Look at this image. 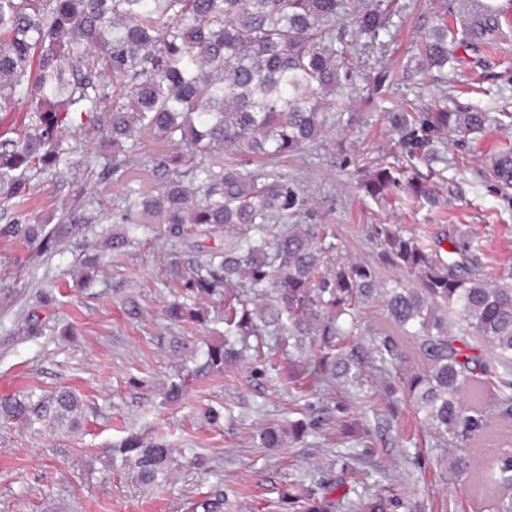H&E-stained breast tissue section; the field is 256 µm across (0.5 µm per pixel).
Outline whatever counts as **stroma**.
Instances as JSON below:
<instances>
[{
	"label": "stroma",
	"mask_w": 512,
	"mask_h": 512,
	"mask_svg": "<svg viewBox=\"0 0 512 512\" xmlns=\"http://www.w3.org/2000/svg\"><path fill=\"white\" fill-rule=\"evenodd\" d=\"M390 2V23L377 44L355 39L350 24L336 27L356 69L325 137L282 166L307 198L299 221L324 225L334 260L345 262L374 260L378 224L431 245L456 237L469 242L479 278L510 284L512 187H501L489 165L512 143V0H483L503 33L496 44L472 40L461 60L440 68L429 65L419 38L443 23L459 30L455 0ZM381 70L390 82L375 96L370 83ZM436 109L479 111L487 122L465 138L436 134L433 157L408 164L392 114ZM375 161L407 175L378 200L361 187ZM418 175L434 201L413 196L408 180ZM84 184L78 168L62 169L45 176L24 207L41 223L58 224ZM6 222L0 214V396L71 387L82 400L85 425L56 436L0 421V512H194L218 496L223 512H292L293 484L314 489L340 478V457L360 452L366 430L374 443L369 480L402 499L401 512H493L497 489L470 498L465 486L440 480L435 462L448 451L434 446L409 404H400L394 424H385L386 400L373 369L365 371L363 391L340 385L328 394L349 408L351 437L328 419L292 448L257 442L264 427L304 414L302 400L282 383L288 365L282 354L274 356L278 370L249 354L224 373L196 380L182 402H165L178 372L195 366L173 352V338L200 346L224 330V306L215 299L206 303V326L166 318L176 288L165 270L194 245L223 247V235L180 243L146 224L115 251L107 241L124 225L90 224L44 252L4 234ZM32 313L42 321L36 336L23 331ZM212 411L218 421L209 419ZM131 432L171 445L173 461L157 484H140L133 465L113 454L112 443Z\"/></svg>",
	"instance_id": "obj_1"
}]
</instances>
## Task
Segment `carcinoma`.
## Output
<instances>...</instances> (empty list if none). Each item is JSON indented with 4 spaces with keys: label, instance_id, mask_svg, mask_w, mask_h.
<instances>
[{
    "label": "carcinoma",
    "instance_id": "carcinoma-1",
    "mask_svg": "<svg viewBox=\"0 0 512 512\" xmlns=\"http://www.w3.org/2000/svg\"><path fill=\"white\" fill-rule=\"evenodd\" d=\"M384 0H0V111L24 103L27 124L0 137V200L14 217L7 232L42 249L85 224L165 225L186 239L233 231L224 249H197L175 259L167 275L183 300L167 305L178 323L207 325L199 300L224 299V333L206 344L203 363L170 383L166 399L179 402L187 381L222 372L245 356L249 338L266 334L293 340L288 382L299 383L310 416L269 426L262 448L293 447L319 427L317 388L337 380L364 386V354L348 346L358 311L382 302L390 327L374 337L371 363L383 376L386 419L398 403L414 414L437 444L456 449L443 478L503 491L495 512H512L509 443L475 467V440L495 446L491 418L512 421V284H492L469 272L470 246L451 241L427 248L387 225L376 228L374 262L323 268L332 251L319 224L288 226L306 197L280 170L288 157L324 136L336 109V89L351 80L352 63L336 49V23L374 41L386 27ZM488 6L459 3L464 32L491 25ZM435 65L448 60V28L424 44ZM395 129L421 151L432 133L480 131L477 111L402 112ZM96 130L112 142L102 165L87 149ZM79 164L95 194H75L67 223L39 236L43 226L16 200L35 191L31 179L59 165ZM362 186L377 198L399 183L397 169L379 162ZM497 181L512 183V148L492 163ZM121 203L108 207V185ZM402 273L380 286V267ZM461 321L451 331L448 310ZM0 420L36 432L83 430L80 397L59 389L34 397H0ZM114 450L152 484L172 458L164 438L130 434ZM336 484L309 492L302 512H335ZM362 512H397L400 499L368 485Z\"/></svg>",
    "mask_w": 512,
    "mask_h": 512
}]
</instances>
